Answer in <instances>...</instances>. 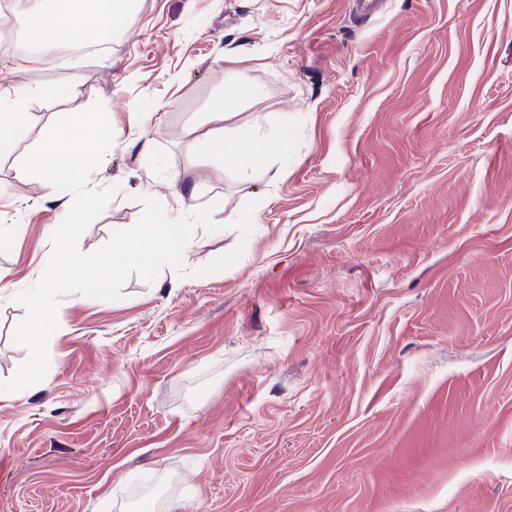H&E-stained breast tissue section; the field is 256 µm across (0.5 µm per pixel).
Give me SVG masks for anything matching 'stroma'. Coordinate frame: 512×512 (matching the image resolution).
<instances>
[{"label": "stroma", "instance_id": "35a3bbf8", "mask_svg": "<svg viewBox=\"0 0 512 512\" xmlns=\"http://www.w3.org/2000/svg\"><path fill=\"white\" fill-rule=\"evenodd\" d=\"M228 68L259 93L223 125L277 179L206 152ZM1 86L26 136L0 155V381L61 220L16 170L58 118L99 102L114 131L81 252L141 195L219 229L186 275L60 302L47 375L0 392V512H145L147 481L146 512H512V0H138L101 53L18 55Z\"/></svg>", "mask_w": 512, "mask_h": 512}]
</instances>
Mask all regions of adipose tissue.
<instances>
[{
	"label": "adipose tissue",
	"instance_id": "ef3b65f1",
	"mask_svg": "<svg viewBox=\"0 0 512 512\" xmlns=\"http://www.w3.org/2000/svg\"><path fill=\"white\" fill-rule=\"evenodd\" d=\"M131 16V0H28L22 30L32 60L46 64L58 46L80 41L84 35H93L101 43L110 42ZM205 143L209 152L225 163L248 168L254 179L269 178L260 153L243 155L238 138L210 135Z\"/></svg>",
	"mask_w": 512,
	"mask_h": 512
}]
</instances>
